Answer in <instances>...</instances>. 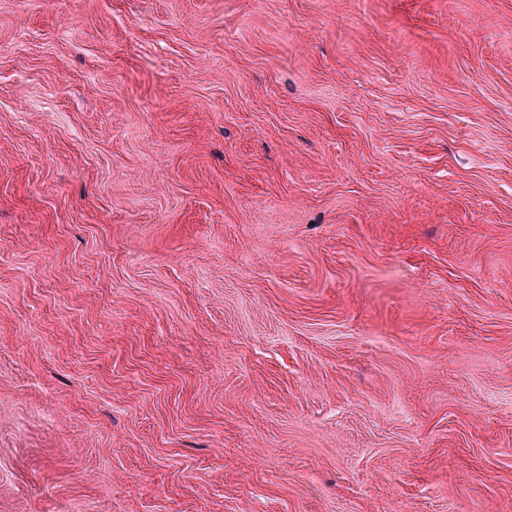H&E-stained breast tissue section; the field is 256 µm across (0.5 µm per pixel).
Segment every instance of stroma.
<instances>
[{
	"label": "stroma",
	"instance_id": "1",
	"mask_svg": "<svg viewBox=\"0 0 512 512\" xmlns=\"http://www.w3.org/2000/svg\"><path fill=\"white\" fill-rule=\"evenodd\" d=\"M0 512H512V0H0Z\"/></svg>",
	"mask_w": 512,
	"mask_h": 512
}]
</instances>
